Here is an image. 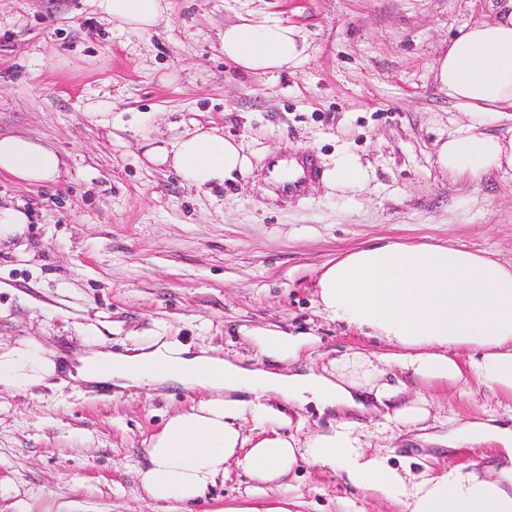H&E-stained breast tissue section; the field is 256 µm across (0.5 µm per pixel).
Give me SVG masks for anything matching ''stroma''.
Instances as JSON below:
<instances>
[{
  "mask_svg": "<svg viewBox=\"0 0 512 512\" xmlns=\"http://www.w3.org/2000/svg\"><path fill=\"white\" fill-rule=\"evenodd\" d=\"M157 27L109 22L98 0H0V134L51 143L58 183L0 175V201L21 205L25 233L0 243V352L35 342L58 365L49 384L0 386V512H217L244 495L240 472L197 504H160L135 474L167 416L198 399L179 387L111 389L69 378L89 348L126 352L163 336L251 363L240 327L268 324L319 338L321 365L388 351L321 315L315 288L330 259L378 238L445 243L512 261V172L480 181L443 173L440 142L472 116L435 80L439 53L463 25L506 0H165ZM258 12L295 26L305 60L252 75L227 62V24ZM103 112L121 127L104 125ZM214 123L251 161L210 193L148 165L136 125ZM361 187L323 177L279 195L271 153L332 169L342 152ZM433 418L493 413L471 384L432 398ZM344 485L301 466L270 497L337 512Z\"/></svg>",
  "mask_w": 512,
  "mask_h": 512,
  "instance_id": "stroma-1",
  "label": "stroma"
}]
</instances>
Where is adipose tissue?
I'll list each match as a JSON object with an SVG mask.
<instances>
[{
  "label": "adipose tissue",
  "mask_w": 512,
  "mask_h": 512,
  "mask_svg": "<svg viewBox=\"0 0 512 512\" xmlns=\"http://www.w3.org/2000/svg\"><path fill=\"white\" fill-rule=\"evenodd\" d=\"M100 7L110 22L143 32L157 26L164 11L162 0H100ZM299 38L287 22L250 13L225 27L224 56L245 72L273 73L302 63ZM434 72L449 98L475 116H511L512 11L464 26L436 58ZM136 133L149 163L171 168L204 193L250 165L235 138L196 122L141 126ZM436 164L474 182L493 171L512 172V137L468 125L441 142ZM62 167L51 145L0 136V174L43 184L56 180ZM316 304L329 321L384 340L390 351L346 352L316 369L306 360L317 336L269 324L243 331L256 351L250 366L176 340H155L131 354L92 350L80 357L75 376L85 382L203 393L148 439L147 464L138 470L146 495L158 503L196 501L233 465L251 485L241 502L221 512H298V500H269L265 487L307 463L342 475L348 491L337 500L338 512H364L362 497L396 504L401 512H512V424L489 414L452 419L446 431L431 432L426 399H403L408 377L460 392L475 381L512 409V263L445 244L381 241L328 262ZM392 366L403 381H385ZM55 370L36 344L0 353V386L27 389ZM309 403L327 417L326 427L306 430L296 410ZM372 404L383 410L382 432L415 428L422 443L452 452L489 442V464L435 467L395 456L390 447H370L355 415Z\"/></svg>",
  "instance_id": "obj_1"
}]
</instances>
